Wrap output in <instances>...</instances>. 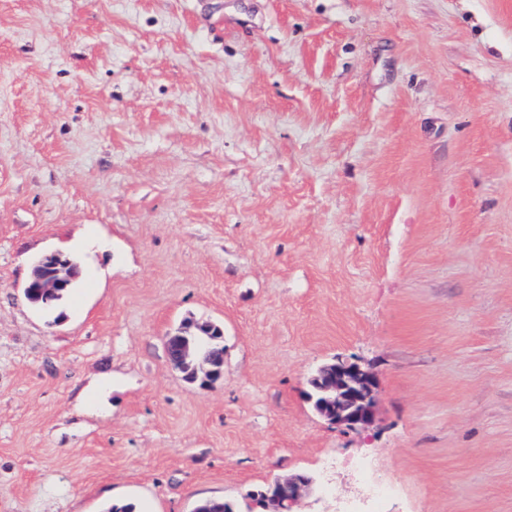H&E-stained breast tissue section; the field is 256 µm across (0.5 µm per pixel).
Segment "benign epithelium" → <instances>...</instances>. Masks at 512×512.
<instances>
[{
  "mask_svg": "<svg viewBox=\"0 0 512 512\" xmlns=\"http://www.w3.org/2000/svg\"><path fill=\"white\" fill-rule=\"evenodd\" d=\"M78 276L79 268L70 259L51 253L35 267L29 284L48 299L58 295ZM215 327L214 323L202 325L192 337L181 332L166 336L169 362L191 383L210 386L224 377V335H212ZM307 384L309 402L328 423L358 431L373 422L377 379L371 368L338 355L333 361L312 369ZM313 484L314 478L305 474L279 477L267 489L250 494L252 508L257 512H290Z\"/></svg>",
  "mask_w": 512,
  "mask_h": 512,
  "instance_id": "benign-epithelium-1",
  "label": "benign epithelium"
}]
</instances>
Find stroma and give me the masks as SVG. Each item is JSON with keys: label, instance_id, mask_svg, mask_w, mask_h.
<instances>
[{"label": "stroma", "instance_id": "obj_1", "mask_svg": "<svg viewBox=\"0 0 512 512\" xmlns=\"http://www.w3.org/2000/svg\"><path fill=\"white\" fill-rule=\"evenodd\" d=\"M66 248L56 315L24 289ZM339 355L361 431L306 398ZM350 461L385 512H512V0H0V512L288 473L336 512ZM215 327L220 329L219 336L212 335ZM198 330L205 336L196 334L190 339L182 332L166 336L165 350L169 362L182 372L184 379L211 386L224 377V331L216 323L199 326ZM307 398L329 424L350 431L367 428L376 413L377 379L357 360L336 356L307 376ZM364 468H359V476L362 478V483L365 492L369 496L372 504L373 510H361L362 505L360 502L351 501L348 502L344 509L340 512H385L379 510V506L383 503L384 500L392 492V486L388 481L379 480V479H364L363 477Z\"/></svg>", "mask_w": 512, "mask_h": 512}]
</instances>
